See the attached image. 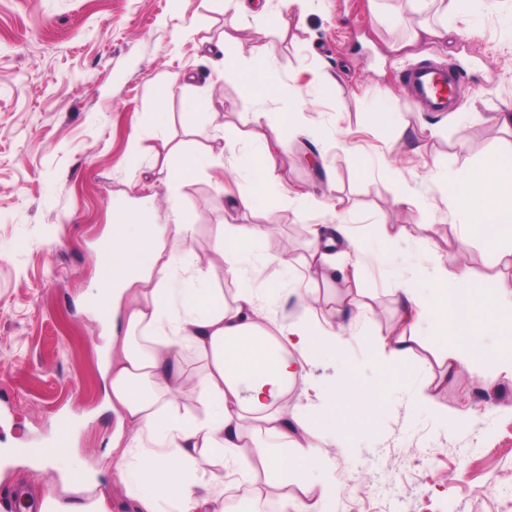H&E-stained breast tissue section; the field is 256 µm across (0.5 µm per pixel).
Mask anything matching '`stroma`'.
<instances>
[{"mask_svg":"<svg viewBox=\"0 0 512 512\" xmlns=\"http://www.w3.org/2000/svg\"><path fill=\"white\" fill-rule=\"evenodd\" d=\"M511 13L512 0H477L454 18L447 41L414 43L413 29L435 20L425 0H315L302 24L238 15L222 0H0V512H17L23 492L57 479L53 470L35 478L14 449L44 446L64 422L78 457L111 492L112 512H134L105 456L114 417L88 297L109 273L98 251L113 209L164 224L176 199L191 226L188 244L201 255L213 254L219 225H265L255 250L274 264L250 283L219 259L212 271L225 300L248 284L263 289L265 321L301 316L291 289L314 229L343 222L366 247L367 309L344 333V352L324 355L312 388L296 386L288 405L312 425L321 398L347 374L381 401L367 425L340 444L321 439L322 456L296 470L335 480L330 512H512V381L488 384L463 371L449 378L440 409H425L419 361L407 360L390 380L371 355L401 285L412 278L430 292L438 258L512 297V268L450 206L445 183L512 138L489 121L512 103ZM227 35L248 59L273 49L281 79L326 65L340 71L339 82L267 102L266 119L250 124L253 101L207 59ZM425 64L456 70L461 96L452 117L421 109L407 91L405 70ZM184 76L187 85L156 97L157 83ZM379 89L392 95L385 120L372 108ZM194 98L219 114L210 138L184 124ZM289 110L291 124L282 117ZM275 140L286 146L278 159L284 187L309 190L315 204L297 208L238 175L237 159ZM204 144L223 151V165L171 186L163 174L169 150ZM319 155L326 169L313 165ZM402 183L415 202L397 208ZM249 193L256 202L246 210L237 201ZM380 218L432 231L387 248L370 237ZM462 408L469 414L459 425Z\"/></svg>","mask_w":512,"mask_h":512,"instance_id":"35a3bbf8","label":"stroma"}]
</instances>
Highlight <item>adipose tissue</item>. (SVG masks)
<instances>
[{
  "mask_svg": "<svg viewBox=\"0 0 512 512\" xmlns=\"http://www.w3.org/2000/svg\"><path fill=\"white\" fill-rule=\"evenodd\" d=\"M232 44L229 37L217 43L220 64L225 77L256 103L251 120L257 124L266 116L263 103L282 90L274 56L267 52L244 60L232 53ZM277 153L276 147L263 145L241 160L240 175L260 188L276 189L282 184ZM448 198L488 247L512 239V143L450 180ZM189 230L177 201L167 224L118 209L100 250L112 275L92 299L103 321V389L116 417L108 453L124 492L136 512H226L228 487L258 468L265 492L283 512H312L301 496L288 492V463L312 461L319 447L305 426L289 420L288 399L296 383L310 382L313 362L338 348L339 331L356 316L365 274L360 244L340 228L318 238L305 260L308 277L335 283V304L322 316L299 318L272 331L259 321L260 289H239L228 304L223 292L212 288L210 263L185 246ZM265 235L260 224L221 227L219 253L235 276L245 279L254 271L251 247ZM433 284L432 301L411 285L401 288L398 317L377 336L378 365L390 370L414 355L421 343L418 326L426 320L447 337L448 354L427 365L420 405L438 406L448 377L463 371L482 372L490 381L512 379V308L489 299L479 285L449 290L442 262L434 267ZM483 313L500 339L492 363L484 367L464 344ZM186 394L194 395L200 412L181 410L177 399ZM373 405V397L353 380H342L318 412L320 435L335 431L338 407L363 413ZM250 417L263 423L280 449L263 447L246 434L244 422ZM26 454L57 464L72 494L64 503L46 491L40 512H112L110 501L77 462L68 424L58 426L48 445Z\"/></svg>",
  "mask_w": 512,
  "mask_h": 512,
  "instance_id": "1",
  "label": "adipose tissue"
}]
</instances>
